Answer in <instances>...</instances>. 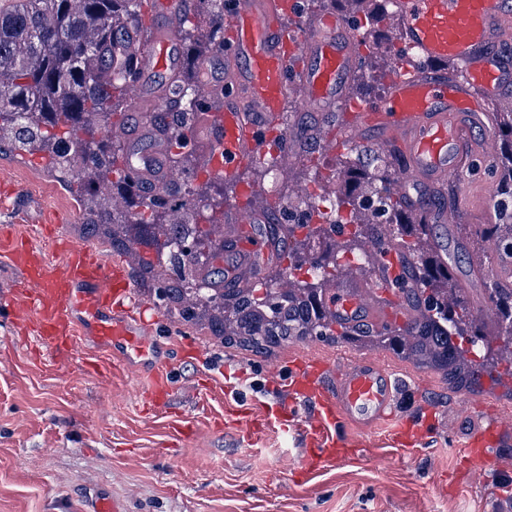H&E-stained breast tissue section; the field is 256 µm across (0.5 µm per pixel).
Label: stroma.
<instances>
[{"label":"stroma","mask_w":512,"mask_h":512,"mask_svg":"<svg viewBox=\"0 0 512 512\" xmlns=\"http://www.w3.org/2000/svg\"><path fill=\"white\" fill-rule=\"evenodd\" d=\"M377 41L376 53L361 51L348 96H355L357 79L392 61L390 21L380 25ZM284 114L298 158L270 173L261 164L241 173V181L257 189V207L277 198L301 202L316 170L356 161L361 152L349 143L333 155L312 147L306 133L323 118L300 111L298 99L288 101ZM32 165L31 156L0 154V184L14 189L0 202V227L28 235L56 261V242L87 241L79 185L45 169L33 171ZM469 176L465 187L451 181L422 190L416 205L435 219L429 246L449 248L457 280L467 279L479 260L490 281L498 269L483 228L502 221L501 172L494 160H477ZM447 205L457 223L438 222ZM157 338L175 382L163 414L146 409L137 368L104 353L95 373L80 351L67 363L55 361L25 340L14 326L13 308L0 299V512H80L102 492L120 500L124 512H512V428L505 445L492 449L491 466L458 479L454 491L444 490L468 435L491 416L512 414L507 387L483 379L478 405L450 419L447 433L411 456L386 441V424L367 430L345 425L342 435L365 440L372 459L328 465L300 481L295 474L304 461L301 435L271 428L250 439L223 421L225 400L245 408L274 402L270 378L287 371L295 358L342 365L382 359L407 378L397 411L412 419L426 406L447 416L468 392L451 388L440 371L368 341L308 338L259 353L224 344L207 326L167 315ZM187 426L193 433L186 438Z\"/></svg>","instance_id":"stroma-1"}]
</instances>
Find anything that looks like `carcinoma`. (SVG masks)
<instances>
[{
    "label": "carcinoma",
    "mask_w": 512,
    "mask_h": 512,
    "mask_svg": "<svg viewBox=\"0 0 512 512\" xmlns=\"http://www.w3.org/2000/svg\"><path fill=\"white\" fill-rule=\"evenodd\" d=\"M139 2L20 0L0 7V70L9 79L0 90V149L8 143L20 153L44 154L54 172L90 175L91 180L81 184L86 233L109 237L112 244L126 248L143 237L151 239L155 257L138 256L142 279L168 289L165 307L171 317L206 322L228 344L261 351L308 337L336 336L352 342L374 338L398 355L442 371L460 389L481 386L485 375L493 381L504 374L512 377V363L501 372L499 359L492 363L466 359L487 335L466 289L450 287L451 263L423 247L429 236L426 216L411 211L405 197L390 191L389 167L379 158L373 164L345 161L322 179L336 186L339 232L352 227L354 238L368 240L376 225L387 224L397 245L415 261L423 288L412 297L416 314L405 325L377 330L368 324H344L330 313L322 286L335 276L338 257L330 251L302 257L312 240L327 236L321 224L279 225L288 236V265L259 278L258 284L265 286L259 296L254 286L224 289V280H214L222 270L210 269L195 254L168 246L185 238L200 246L224 240L221 203L212 204L205 217L196 209L211 181L196 184L199 167L190 137L200 107L196 64L202 52L218 53L224 48V0H197L218 21L206 31L199 26L195 10L181 18L178 37L186 45V68L171 91L174 111L154 112L150 121L164 139L169 169L185 178L169 180L154 190L147 189L146 181L130 166L133 146L112 141L107 126L109 110L116 108V92L125 77L135 75L128 28L145 27ZM354 2L364 14L356 31L360 43L370 50L376 46L370 30L384 18L383 4L388 0ZM90 27L97 30L95 42L86 39ZM118 47L126 55L125 73H117L108 87L90 61L100 60L105 70ZM496 134L503 142L498 162L512 178V115ZM114 191L128 197L126 209L112 208ZM500 206L506 223L490 225L489 233L502 249L512 252V212L506 201ZM359 210L370 212L374 222L355 224ZM305 264L312 281H302L283 293L272 288L273 281ZM201 284L206 290L197 289ZM485 292L496 308V338L512 351V288L494 285Z\"/></svg>",
    "instance_id": "cac0c4a2"
}]
</instances>
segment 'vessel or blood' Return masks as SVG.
<instances>
[{
  "label": "vessel or blood",
  "instance_id": "1",
  "mask_svg": "<svg viewBox=\"0 0 512 512\" xmlns=\"http://www.w3.org/2000/svg\"><path fill=\"white\" fill-rule=\"evenodd\" d=\"M189 0H151L163 23L151 28L134 57L136 75L126 83L134 105H143L152 89L175 82L181 60L177 35L180 15ZM396 38L434 62V69L394 76L378 106L348 105L346 86L359 57V46L344 15L326 12L288 30L282 17L289 0H226L222 60H208L200 78L212 95L197 123L196 137L208 149L201 177L233 182L237 193L224 208V251L236 255L228 282L245 287L247 270L273 252L269 234L241 242L236 228L262 224L265 214L251 200L254 186L241 183L242 171L255 163L263 137L288 133L283 126L290 97L303 109L325 115L349 107L350 142L362 141L369 129L382 131L384 147L405 154L401 190L438 187L465 177L471 160L466 138L474 128L484 137L477 148L483 158L495 150L492 105H512V11L503 0H392ZM462 66V73L443 69V62ZM375 275L358 287L347 269L326 283L323 298L337 320L366 321L377 327L408 322L407 299L418 290L413 260L394 245L387 226L369 242ZM0 261L15 267L20 278L11 297L15 321L64 359L84 342L86 364L96 369L95 351L115 350L124 362L145 365L141 386L153 409L166 407L173 394L167 367L154 344L160 317L148 301L132 303L133 285L119 260H107L90 244H69L62 258L49 260L25 236L0 232ZM402 382L376 357L343 368L319 360H300L289 367L274 409H234L227 417L247 426L277 425L302 433L305 456L312 466L349 461L363 442L339 436L341 423L387 422L391 445L413 454L427 439L448 427L444 418L418 424L399 415L395 404ZM512 419L495 417L470 434L463 445L472 463H485L500 445Z\"/></svg>",
  "mask_w": 512,
  "mask_h": 512
}]
</instances>
